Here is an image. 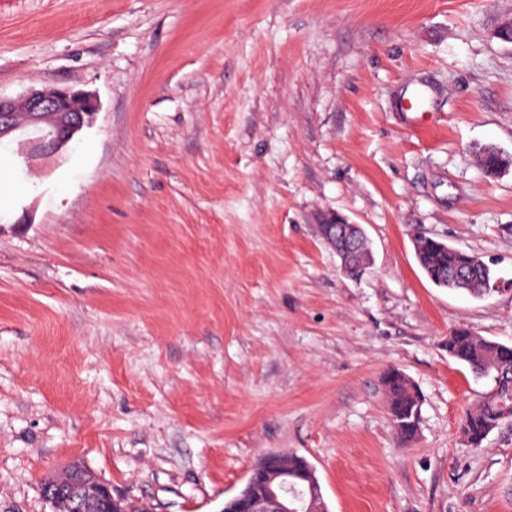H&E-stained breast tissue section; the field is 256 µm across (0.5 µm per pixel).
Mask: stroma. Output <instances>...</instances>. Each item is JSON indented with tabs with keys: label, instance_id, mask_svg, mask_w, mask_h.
Returning <instances> with one entry per match:
<instances>
[{
	"label": "stroma",
	"instance_id": "stroma-1",
	"mask_svg": "<svg viewBox=\"0 0 512 512\" xmlns=\"http://www.w3.org/2000/svg\"><path fill=\"white\" fill-rule=\"evenodd\" d=\"M512 0H0V95L92 94L58 157L0 146V512L81 460L153 512H221L263 453L331 512H512V423L451 331L512 346ZM362 224L358 280L322 215ZM505 287H435L414 234ZM420 393L401 440L383 377ZM448 354L478 379L491 383L481 399L463 417L461 430L467 443L481 448L487 437L512 421V346L456 329L448 335Z\"/></svg>",
	"mask_w": 512,
	"mask_h": 512
}]
</instances>
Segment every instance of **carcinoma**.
I'll list each match as a JSON object with an SVG mask.
<instances>
[{"label":"carcinoma","mask_w":512,"mask_h":512,"mask_svg":"<svg viewBox=\"0 0 512 512\" xmlns=\"http://www.w3.org/2000/svg\"><path fill=\"white\" fill-rule=\"evenodd\" d=\"M502 157L493 146L480 151L479 163L487 176L495 178L501 173ZM416 250L421 268L434 285L446 281L449 289L476 299L489 295L487 285L494 282L495 277L489 265L478 261V256L426 236L416 239ZM447 348L448 355L467 367L476 378L491 383L490 389L465 412L461 423L467 443L480 448L495 429L512 421V346L467 329H456L448 335ZM384 386L390 418L402 439L410 442L418 432L421 399L398 370L386 373ZM269 457L288 465V485L299 492L303 491V480H318L312 464L290 450L272 451L258 457L252 470L264 468ZM261 492L260 485L245 481L237 494L224 501L222 512H241L243 500Z\"/></svg>","instance_id":"carcinoma-1"}]
</instances>
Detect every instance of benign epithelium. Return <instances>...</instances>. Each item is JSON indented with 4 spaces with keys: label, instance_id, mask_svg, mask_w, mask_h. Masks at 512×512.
<instances>
[{
    "label": "benign epithelium",
    "instance_id": "obj_1",
    "mask_svg": "<svg viewBox=\"0 0 512 512\" xmlns=\"http://www.w3.org/2000/svg\"><path fill=\"white\" fill-rule=\"evenodd\" d=\"M98 105L89 93L72 87L44 86L33 89L19 99L0 97V142L31 130L38 135L26 138L31 147L28 157L49 158L67 150L75 136L93 122ZM359 225L350 223L340 214L331 216L325 226L327 233L339 232L346 239L342 258H350L356 252V239L352 229ZM262 493L249 500L244 512H320V492L309 489L303 500L290 494L286 468L272 463L258 477ZM66 491L73 512H91L94 508L112 510L115 498L112 489L95 479L91 482L75 474H67L48 484Z\"/></svg>",
    "mask_w": 512,
    "mask_h": 512
}]
</instances>
